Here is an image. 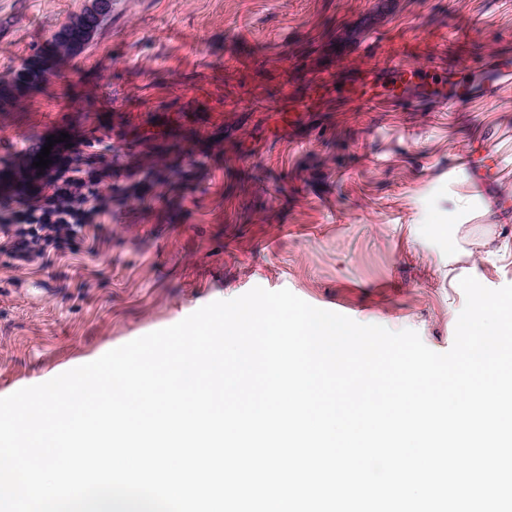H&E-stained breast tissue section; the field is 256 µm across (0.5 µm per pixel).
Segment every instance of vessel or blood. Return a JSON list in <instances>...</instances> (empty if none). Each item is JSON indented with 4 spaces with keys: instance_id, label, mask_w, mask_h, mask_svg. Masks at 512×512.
I'll list each match as a JSON object with an SVG mask.
<instances>
[{
    "instance_id": "obj_1",
    "label": "vessel or blood",
    "mask_w": 512,
    "mask_h": 512,
    "mask_svg": "<svg viewBox=\"0 0 512 512\" xmlns=\"http://www.w3.org/2000/svg\"><path fill=\"white\" fill-rule=\"evenodd\" d=\"M507 82H512L510 56L472 72L467 81L455 83L448 82L446 76L429 73L427 68L408 57L397 56L384 65L381 76L366 75L358 79L356 100L363 107L376 108L381 101L379 90L387 84L398 92L400 102L416 106L421 111L434 112L471 97L494 96Z\"/></svg>"
}]
</instances>
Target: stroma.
I'll return each instance as SVG.
<instances>
[{"instance_id": "1", "label": "stroma", "mask_w": 512, "mask_h": 512, "mask_svg": "<svg viewBox=\"0 0 512 512\" xmlns=\"http://www.w3.org/2000/svg\"><path fill=\"white\" fill-rule=\"evenodd\" d=\"M92 4L0 0V82ZM410 39L418 65L480 69L512 55V0H112L0 100V176L63 133L116 170L107 239L46 270L0 255V397L256 287L450 350L460 280L512 284V83L433 114L337 90ZM101 2L102 1L94 0L92 9L85 12L76 22L63 25L53 35V54H34V56L24 62L17 77L12 82H4L1 84L13 85L17 82H23L25 85H30V87L35 86L41 81V75L43 73L34 68V59L49 56L52 60L53 58L63 55H75L98 29L101 18L110 11L109 8L106 12H102Z\"/></svg>"}]
</instances>
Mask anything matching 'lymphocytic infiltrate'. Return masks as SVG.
<instances>
[{"instance_id": "lymphocytic-infiltrate-1", "label": "lymphocytic infiltrate", "mask_w": 512, "mask_h": 512, "mask_svg": "<svg viewBox=\"0 0 512 512\" xmlns=\"http://www.w3.org/2000/svg\"><path fill=\"white\" fill-rule=\"evenodd\" d=\"M28 175L33 189L0 205V254L13 267L37 260L47 267L53 255L77 251L107 207L101 186L112 178V163L101 153L73 160L61 152L48 168L30 167Z\"/></svg>"}]
</instances>
